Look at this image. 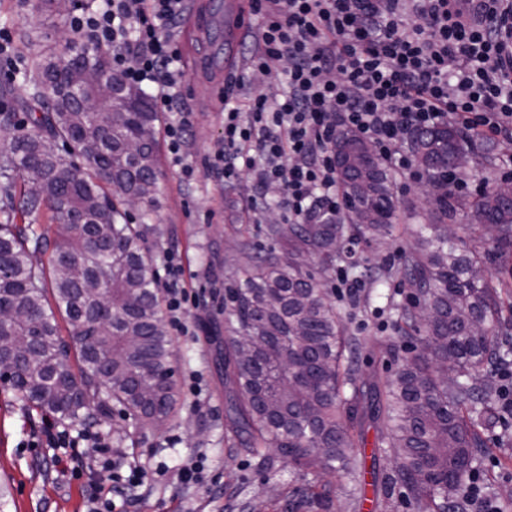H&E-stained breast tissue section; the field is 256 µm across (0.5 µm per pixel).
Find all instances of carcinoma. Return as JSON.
Segmentation results:
<instances>
[{
	"label": "carcinoma",
	"instance_id": "obj_1",
	"mask_svg": "<svg viewBox=\"0 0 512 512\" xmlns=\"http://www.w3.org/2000/svg\"><path fill=\"white\" fill-rule=\"evenodd\" d=\"M90 67L103 74L92 86ZM84 90L102 111L79 107ZM33 102L28 127L0 112V130L11 133L0 145V369L47 416L91 427L108 421L113 403L158 429L178 399L172 339L144 230L117 201L142 206L146 219L154 212L161 113L112 71L110 51L85 44L41 60ZM409 148L432 188L430 218L405 228L413 244L399 273L409 303L391 300L387 312L393 326L421 335L408 347L397 336L348 337L330 298L336 268L359 278L364 248L397 231L391 174L371 143L342 130L336 173L348 212L267 225L277 256L241 243L247 263L232 273L224 304L225 422L262 466H274L272 448L313 480L340 468L357 475L353 458L365 455L372 426V457L388 458L387 489L403 490L417 512H465L468 479L501 410L498 380L512 366V346L498 345L512 283L485 265L512 257V203L493 190L462 199L448 187L454 152L493 164L495 143L451 123L415 131ZM44 209L57 221L51 240L37 224L14 223ZM459 218L463 230L496 229L487 252L448 236ZM37 251L45 258L36 263ZM363 350L399 365L384 377L363 370Z\"/></svg>",
	"mask_w": 512,
	"mask_h": 512
}]
</instances>
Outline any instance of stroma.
Returning <instances> with one entry per match:
<instances>
[{
    "label": "stroma",
    "mask_w": 512,
    "mask_h": 512,
    "mask_svg": "<svg viewBox=\"0 0 512 512\" xmlns=\"http://www.w3.org/2000/svg\"><path fill=\"white\" fill-rule=\"evenodd\" d=\"M69 25V16L59 15L49 0H0V29L11 33L15 51L12 71H0V112L26 120L34 63L64 51L55 34ZM184 69L179 105L188 121L189 145L178 161L166 139L158 141L157 207L146 241L160 273L169 252L177 251L185 269L182 286L198 300L183 315V330L170 332L178 388L175 417L150 431L114 405L109 422L99 427L117 448L162 464L166 471L162 477L148 472L144 485L130 492L126 512H416L400 492H385L373 476H366L361 492L353 491L341 471L313 483L285 459L270 469L260 466L257 457L225 436L224 375L208 336L224 326V279L241 258L240 240L263 243L265 220L262 212L246 206L254 191L248 177L231 185L216 183L208 160L221 148L224 105L209 83L193 75L192 63ZM185 165L193 168V180L183 179ZM365 283L360 307L343 317L348 334L392 335L381 308L390 295L406 301L407 288L398 276L384 283L370 276ZM42 420L40 411L0 384V506L5 512H88L91 488L108 489L112 472L92 442L70 450L49 445ZM505 431L512 432L511 414L500 415L487 435L490 447L479 474L488 494L497 488L512 491V447L495 443ZM71 453L79 460L75 471L59 463ZM201 455L206 458L203 483L178 482L177 470Z\"/></svg>",
    "instance_id": "stroma-1"
}]
</instances>
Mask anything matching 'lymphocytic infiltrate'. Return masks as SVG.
<instances>
[{"label": "lymphocytic infiltrate", "instance_id": "f902f5d3", "mask_svg": "<svg viewBox=\"0 0 512 512\" xmlns=\"http://www.w3.org/2000/svg\"><path fill=\"white\" fill-rule=\"evenodd\" d=\"M244 72L287 61L279 93L224 101V149L213 161L222 184L248 172L257 190L283 185L286 221L312 222L339 209L336 133L372 143L388 167L406 172L411 133L454 120L470 137L512 139V0H252ZM182 0H100L70 25L111 49L112 68L150 90L171 113L170 152L181 156L187 121L177 114L184 74L176 29Z\"/></svg>", "mask_w": 512, "mask_h": 512}]
</instances>
